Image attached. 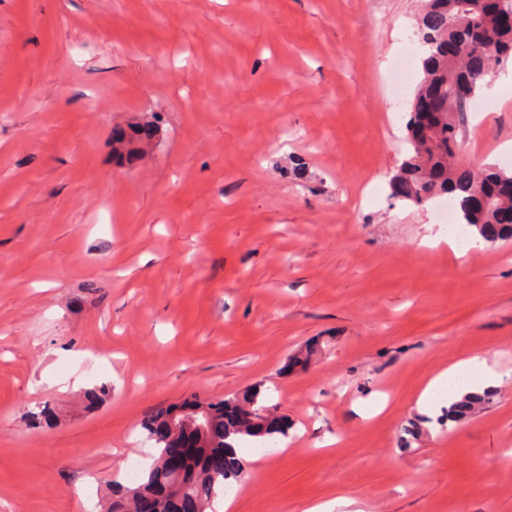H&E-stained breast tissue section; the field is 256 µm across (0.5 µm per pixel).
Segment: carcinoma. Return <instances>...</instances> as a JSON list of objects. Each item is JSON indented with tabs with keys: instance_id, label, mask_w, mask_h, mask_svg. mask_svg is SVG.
I'll list each match as a JSON object with an SVG mask.
<instances>
[{
	"instance_id": "obj_1",
	"label": "carcinoma",
	"mask_w": 512,
	"mask_h": 512,
	"mask_svg": "<svg viewBox=\"0 0 512 512\" xmlns=\"http://www.w3.org/2000/svg\"><path fill=\"white\" fill-rule=\"evenodd\" d=\"M418 36L424 50L423 78L414 98L436 99L443 122L420 142L415 137V113H409L410 155L389 181L390 197L423 205L450 194L455 223L472 229L492 246L510 241L512 224L501 223L498 214L512 209V195H502L503 188L512 185V172L496 165L476 170L457 157L459 117L484 88L486 78L512 60V26L479 12L477 0H424ZM450 41L462 44V54L452 60L443 53ZM479 190L489 196L484 207L473 204ZM260 397L261 389L256 387L216 403L196 401L206 414L205 431L192 463L178 475L167 469L165 453L173 439L193 433L195 424L172 427L165 412L144 419L141 428L153 442V462L130 485L116 491L107 512H136L137 496L146 493L159 494L158 512H215L216 499L244 475L237 457L239 445L288 435V420L261 404ZM488 400L487 394L462 395L449 405L448 422L472 417Z\"/></svg>"
}]
</instances>
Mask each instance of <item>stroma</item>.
I'll list each match as a JSON object with an SVG mask.
<instances>
[{"instance_id":"35a3bbf8","label":"stroma","mask_w":512,"mask_h":512,"mask_svg":"<svg viewBox=\"0 0 512 512\" xmlns=\"http://www.w3.org/2000/svg\"><path fill=\"white\" fill-rule=\"evenodd\" d=\"M420 8L0 0V512H106L145 416L254 387L290 430L215 512H512V242L424 247L389 196ZM511 73L465 162L512 151ZM471 352L506 377L444 425L416 396Z\"/></svg>"}]
</instances>
